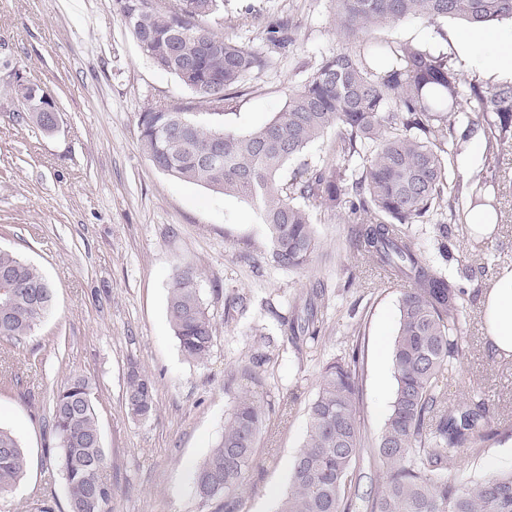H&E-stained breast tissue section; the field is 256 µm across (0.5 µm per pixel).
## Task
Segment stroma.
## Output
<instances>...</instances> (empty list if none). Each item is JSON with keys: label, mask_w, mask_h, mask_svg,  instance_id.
<instances>
[{"label": "stroma", "mask_w": 512, "mask_h": 512, "mask_svg": "<svg viewBox=\"0 0 512 512\" xmlns=\"http://www.w3.org/2000/svg\"><path fill=\"white\" fill-rule=\"evenodd\" d=\"M287 16L295 41L281 52L268 40L270 17ZM226 38L270 58L250 74L223 117L211 115L176 77L141 51L110 0H0V248L38 265L55 290V309L29 336L0 353V369L21 377L0 387V424L11 427L30 457L25 478L0 498V512H68L48 426L53 390L82 374L96 384L105 475L114 489L108 512H219L200 507L191 470L220 439L232 395L224 380L253 355L267 354L272 414L243 492L242 512H273L289 487L291 462L307 426L322 362L358 355L360 422L365 451L358 494L378 485L369 452L394 391L393 368L379 344L393 341L402 282L345 250L343 217L311 212L319 247L300 275L259 253L264 226L251 204L176 180L155 168L138 144L146 107L186 106L204 125L246 133L280 112L322 55L339 46L331 0H225L208 22ZM38 85L55 102L59 123L44 131L16 118V79ZM498 176L505 185L502 220L489 246L474 247L464 224L448 231V276L466 291L463 354L447 379L449 402L479 387L500 433L461 453L454 469L483 476L512 468V360L494 358L480 316L495 270L512 265V147ZM476 275L459 276L461 264ZM202 270L201 295L213 316L216 345L208 362L182 354L167 316L175 268ZM328 284L322 342L313 355L284 350L281 318L302 305L316 280ZM247 308L224 319V297ZM156 384L155 411L144 422L126 412L127 365Z\"/></svg>", "instance_id": "stroma-1"}]
</instances>
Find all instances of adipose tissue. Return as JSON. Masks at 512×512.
<instances>
[{
  "instance_id": "obj_1",
  "label": "adipose tissue",
  "mask_w": 512,
  "mask_h": 512,
  "mask_svg": "<svg viewBox=\"0 0 512 512\" xmlns=\"http://www.w3.org/2000/svg\"><path fill=\"white\" fill-rule=\"evenodd\" d=\"M451 47L461 66L495 81L512 79V28L495 34L455 35ZM482 314L494 353L512 359V268L498 270L482 297Z\"/></svg>"
}]
</instances>
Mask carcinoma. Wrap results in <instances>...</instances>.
<instances>
[{"label": "carcinoma", "instance_id": "carcinoma-1", "mask_svg": "<svg viewBox=\"0 0 512 512\" xmlns=\"http://www.w3.org/2000/svg\"><path fill=\"white\" fill-rule=\"evenodd\" d=\"M141 50L202 102L223 109L244 78L270 59L222 36L206 18L224 0H176L166 10L153 0H113ZM343 47L322 56L285 108L264 126L239 134L207 127L179 108L152 106L138 113L141 151L158 170L252 204L266 228L263 258L289 273L305 271L318 246L310 207L345 210L354 224L349 254L408 282L399 297L391 359L396 387L371 459L383 480L363 499V512H512V470L466 480L452 470L454 455L480 448L493 434L480 391L445 407V374L462 349L464 291L424 256L413 224H465L469 210H497L500 152L512 143V82L489 84L466 77L448 54L427 41L373 37L401 22L460 20L485 29L512 20V0H332ZM270 40L282 50L293 42L292 21H267ZM477 102L466 112L464 103ZM336 127V144L313 166L288 164ZM485 136L486 169L464 180L450 176L468 132ZM471 205L467 210L464 205ZM0 342L31 336L54 307L55 292L40 268L0 249ZM202 272L178 267L168 289L169 322L184 357L203 363L216 336L198 288ZM317 281L301 311L283 322L285 340L298 354L313 352L321 333ZM245 298L224 296V320L245 311ZM252 356L239 370L243 381L224 420V432L195 464L192 487L199 504L222 498L224 512H241L242 493L268 412L260 368ZM356 355L321 365L308 404L304 441L291 465V483L276 512H351L363 448ZM127 412L147 419L155 408L154 381L129 365ZM49 425L57 463L68 490L69 512H106L114 490L104 480L107 454L91 379L70 376L53 394ZM30 466L18 436L0 426V495L10 492Z\"/></svg>", "mask_w": 512, "mask_h": 512}]
</instances>
